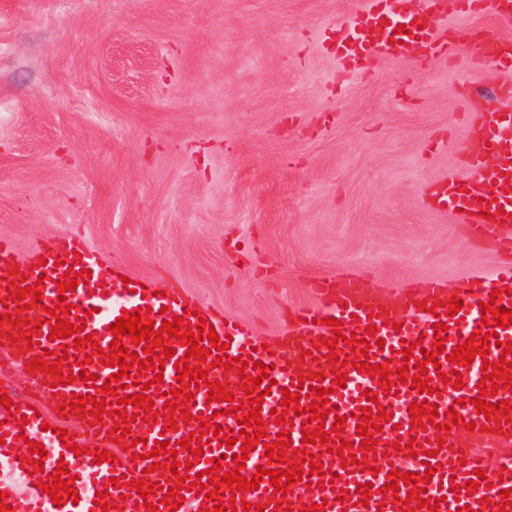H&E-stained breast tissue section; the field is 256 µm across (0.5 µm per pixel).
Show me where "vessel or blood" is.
Here are the masks:
<instances>
[{"mask_svg":"<svg viewBox=\"0 0 512 512\" xmlns=\"http://www.w3.org/2000/svg\"><path fill=\"white\" fill-rule=\"evenodd\" d=\"M455 14L490 15L499 25L512 26V0H366L365 5L352 16L348 25L336 29L334 50L347 70L369 72L377 57L399 58L407 53L420 54L424 59H443L457 63L453 49L446 40L435 35L432 26L427 25V18H438L445 11ZM405 23L410 27V35L404 36L402 42L391 43L395 22ZM472 52L465 61L474 72L480 71L487 60H495L501 69L512 70V41L500 39H475L471 42ZM469 139L488 143L487 154H468L465 173H451L442 176L436 184V196L440 206L458 209L471 237L491 240L498 251L506 256L507 261L498 267L492 280L482 279L474 273L459 280L455 287H448L441 280H432L417 288H398L394 299L385 301L379 295V288L372 277L367 274L346 271L330 278H323L313 283L314 304L297 309L291 316L285 333L278 341L270 342L268 349H257L247 323L225 318L222 313L200 309L191 301L186 290L178 280L153 283L143 279H133L125 283L122 278L121 262L103 257L90 248L77 236L61 235L49 238L39 244L26 257H19L14 245L9 240L0 238V315L5 314L3 303L10 281L14 280L15 269L27 272L28 285L44 283L41 305L22 311L21 319L39 323L38 332L33 333L31 341L18 339V331L11 323L0 325V339L7 341L8 348L15 360L29 362L31 357L43 355L44 351L75 350L77 358L85 361L87 353L74 347L73 337L50 339V328L56 325V317L50 316L59 298H66L73 310L70 324L84 325L86 332L95 335L102 349H109L113 335L110 324L115 323L123 312L137 308H151V317L155 323H163L180 316L185 320L200 318L213 327L218 336H230L228 357L252 359L253 363L268 365V376L275 384L269 395L265 396L261 416L267 423L266 431L270 436H277L280 431H289L293 443H300L303 430H316V423H304L302 416H294L285 425L274 424L273 409L278 408L285 389L291 388L292 380L304 377L305 387H312V374L321 371L325 377L323 388L329 389L331 406L335 413L325 420L326 429L331 430L332 441L342 439L358 443L356 434L360 408L369 412L387 411L391 419L383 423L380 431L374 432L376 444L373 448L375 459L374 471L362 470L360 465L342 466L338 455L328 452L321 443L307 444L306 449L313 454H321L324 469L336 472L334 483L321 484L320 473L303 474L301 481L291 486L289 492H271L270 480L260 482L257 489L246 492L244 498L252 505H264V512H275L277 502H304L311 505L320 504L323 512H394L398 498L408 495L407 487H400L398 492L386 491L385 485L391 469L401 472H425L427 466H435L426 497L439 500V512H458L460 506H471L473 512H485L480 500L483 490H466L468 481L474 480L475 469L486 471L485 481L492 484L495 493L493 502H500L503 490H512V460H505L503 465H492L479 461L473 454L474 444L484 442L490 445L512 443V422L500 414L490 416L478 413L473 399L477 397L479 381L483 377V361L499 362L501 343L512 341V324L498 329L496 344L490 345L488 358H475L474 362L464 368H456L454 362L448 361L447 352L453 351L458 344L468 341L470 335L480 328L482 316L481 303L489 302L490 293L501 289L499 304L508 307L512 297L505 294V286H512V236L506 234V227L512 226V113L504 114L502 110L484 107L482 111L472 113L467 125ZM91 270V278L81 277L75 290L59 295L57 283L63 280L67 271L80 273ZM458 295L462 305L458 317L447 316L442 300L448 295ZM425 302V309H418V302ZM337 319L342 324L346 335L356 334L357 338L368 335V325L378 328V343L370 345L366 353H353L344 340L338 341L335 350L324 347L325 339L331 338L332 328L328 319ZM447 325V339L443 341L444 352L436 353L435 358L442 372L459 370L464 382L461 389L441 383L439 378H431L435 394L421 392L410 386H400L398 393L383 392L380 379L358 372L356 363L369 360L370 364H388L390 370H397L403 365L400 349L403 343L413 344L422 341V349H415L414 358H421L423 348L431 347L439 339L435 333L436 321ZM185 347H177L175 359L167 360L163 373L155 370L143 371L141 379L148 382L159 380L158 388L150 389L149 396L155 411H163L165 393L177 388V372L174 368L176 358L184 357ZM338 357H350L346 365L348 376L346 384L334 388L329 375V353ZM73 366V373L88 370L95 374L94 384L79 381L61 385L56 375L49 372H37L28 376L29 393L0 386V396H9L12 406H0V430L6 438L0 444V461L7 463L11 477H0V492L7 493V504L13 512H102L101 506L95 505L97 491H104L108 502L119 505L121 512H147L148 505L158 506L159 512H205L204 495L197 491L185 493V501L178 510L161 502L168 492L170 483L162 478L160 472L151 471L152 462L170 463L169 454L159 455L158 459H149L152 441L166 439L176 443L189 433L201 430L203 421L209 420L224 429L240 431L238 420L226 415V403L208 401L210 389L201 387L197 392L195 404L191 409L193 421H184L182 413H175L178 428L164 430L162 423L142 422L136 420L134 407H127L126 413L132 418L131 437L138 443L133 452L123 451L119 444L108 441L107 434L117 422L112 411L117 406L116 398H107L105 407L108 411L103 420H96L92 415H79L78 411L62 409L63 400L72 395H99L100 389L114 367L101 363L88 364L87 368ZM378 394L377 402H368L366 391ZM463 400L465 408L459 409L462 426L451 427L449 432H442L439 427L420 430L413 427L409 407L412 403L427 401L436 405L440 423L446 422V410L454 406L455 400ZM345 417L346 425L342 433H334L333 427L337 417ZM475 423L474 431H467V423ZM49 424V431H42V424ZM65 429L75 435L77 443H84L87 438L98 440L101 449L116 454L117 459L111 463H96L94 456L75 455L74 451L62 445L57 431ZM43 444L46 450V464L43 471L32 470L29 462L23 461L17 451L23 440ZM421 443L423 452L418 456H406L401 451L402 445L410 440ZM225 445H213L204 450L199 463L192 467L193 473H200L212 468L214 459H221L223 472H231L234 467L232 458L227 457ZM65 462L71 475L76 476L75 487L78 502H65L54 506L49 494L39 487L40 480L55 472L56 462ZM141 478L157 482L156 493L150 498L140 496L138 490L120 486L119 489L108 488V478L120 476ZM28 483V496L25 501H18L13 490L17 480ZM370 484V501H363L358 492L361 484ZM347 492V502H340L338 492Z\"/></svg>","mask_w":512,"mask_h":512,"instance_id":"obj_1","label":"vessel or blood"}]
</instances>
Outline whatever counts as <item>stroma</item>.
<instances>
[{"mask_svg":"<svg viewBox=\"0 0 512 512\" xmlns=\"http://www.w3.org/2000/svg\"><path fill=\"white\" fill-rule=\"evenodd\" d=\"M360 0H0V238L77 232L143 279L280 334L350 269L455 285L501 258L423 189L477 146L462 101L506 80L380 59L337 82Z\"/></svg>","mask_w":512,"mask_h":512,"instance_id":"1","label":"stroma"}]
</instances>
